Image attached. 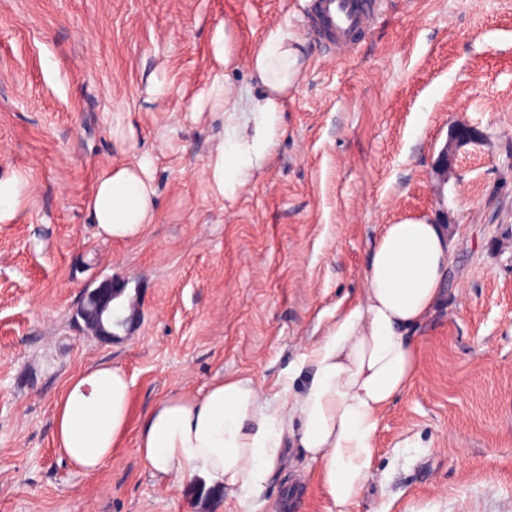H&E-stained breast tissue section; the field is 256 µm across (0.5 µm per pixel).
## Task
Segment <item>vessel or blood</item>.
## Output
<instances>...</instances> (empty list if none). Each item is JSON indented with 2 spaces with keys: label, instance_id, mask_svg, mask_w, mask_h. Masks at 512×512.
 Instances as JSON below:
<instances>
[{
  "label": "vessel or blood",
  "instance_id": "vessel-or-blood-1",
  "mask_svg": "<svg viewBox=\"0 0 512 512\" xmlns=\"http://www.w3.org/2000/svg\"><path fill=\"white\" fill-rule=\"evenodd\" d=\"M385 0H306L310 31L329 49L354 43L374 25Z\"/></svg>",
  "mask_w": 512,
  "mask_h": 512
}]
</instances>
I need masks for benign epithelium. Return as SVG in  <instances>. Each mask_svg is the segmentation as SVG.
Here are the masks:
<instances>
[{
	"mask_svg": "<svg viewBox=\"0 0 512 512\" xmlns=\"http://www.w3.org/2000/svg\"><path fill=\"white\" fill-rule=\"evenodd\" d=\"M479 138L478 132L464 124H458L450 130L449 144H463ZM124 291V283L111 277L105 278L99 287L85 289L76 309V317L84 324L87 334L97 338L117 336L114 329H128L136 316H123L112 309V302Z\"/></svg>",
	"mask_w": 512,
	"mask_h": 512,
	"instance_id": "1",
	"label": "benign epithelium"
}]
</instances>
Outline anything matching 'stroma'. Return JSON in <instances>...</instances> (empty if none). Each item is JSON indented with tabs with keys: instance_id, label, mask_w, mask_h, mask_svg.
<instances>
[{
	"instance_id": "obj_1",
	"label": "stroma",
	"mask_w": 512,
	"mask_h": 512,
	"mask_svg": "<svg viewBox=\"0 0 512 512\" xmlns=\"http://www.w3.org/2000/svg\"><path fill=\"white\" fill-rule=\"evenodd\" d=\"M304 4L0 0V176L30 182L0 224V512H283L288 494L293 512H324L294 447L243 499L159 485L130 437L83 473L54 446V406L101 363L132 378L135 421L219 377L277 391L319 321L361 294L383 225L406 219L447 224L453 262L353 512H512V0H386L339 53L311 36ZM276 27L303 39V79L271 159L230 202L206 176L223 116L191 105L217 81L258 93L247 62ZM456 123L484 138L443 178ZM145 153L155 222L102 240L86 201ZM108 276L139 322L100 340L73 314Z\"/></svg>"
}]
</instances>
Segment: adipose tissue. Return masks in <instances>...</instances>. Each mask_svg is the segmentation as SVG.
Wrapping results in <instances>:
<instances>
[{
	"label": "adipose tissue",
	"instance_id": "obj_1",
	"mask_svg": "<svg viewBox=\"0 0 512 512\" xmlns=\"http://www.w3.org/2000/svg\"><path fill=\"white\" fill-rule=\"evenodd\" d=\"M301 59L300 42L272 28L249 62L262 93L213 83L209 95L224 113V137L207 165L216 196L234 200L268 161L288 92L301 81ZM152 167L144 155L101 174L88 200L98 236L134 240L153 223ZM452 252L447 228L434 221L384 225L362 297L337 309L272 397L251 379L223 377L203 393L157 401L135 424L133 381L122 367L81 371L55 405L54 444L93 473L131 434L158 483L199 479L246 495L263 489L293 441L319 466L325 512H351L375 475L381 418L419 372L414 333L439 305Z\"/></svg>",
	"mask_w": 512,
	"mask_h": 512
}]
</instances>
